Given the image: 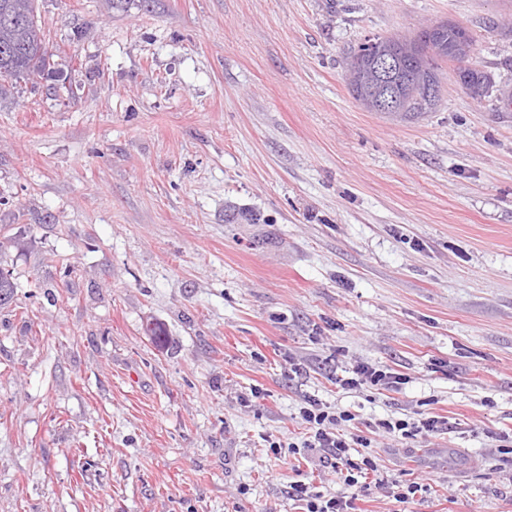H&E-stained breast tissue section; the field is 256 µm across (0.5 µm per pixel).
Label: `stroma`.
Returning a JSON list of instances; mask_svg holds the SVG:
<instances>
[{"label": "stroma", "mask_w": 512, "mask_h": 512, "mask_svg": "<svg viewBox=\"0 0 512 512\" xmlns=\"http://www.w3.org/2000/svg\"><path fill=\"white\" fill-rule=\"evenodd\" d=\"M36 6L62 76L0 97V512H300L297 476L342 488L267 452L306 396L447 417L376 442L407 512H512V0ZM444 19L495 91L447 64L436 111H364L351 48ZM360 362L409 382L336 388Z\"/></svg>", "instance_id": "1"}]
</instances>
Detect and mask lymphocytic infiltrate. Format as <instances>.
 I'll return each instance as SVG.
<instances>
[{
    "instance_id": "obj_1",
    "label": "lymphocytic infiltrate",
    "mask_w": 512,
    "mask_h": 512,
    "mask_svg": "<svg viewBox=\"0 0 512 512\" xmlns=\"http://www.w3.org/2000/svg\"><path fill=\"white\" fill-rule=\"evenodd\" d=\"M332 381L343 390L382 392L401 390L407 378L383 365L359 363L333 374ZM296 417L302 427L300 442L273 441L269 452L277 457L285 452L293 457L314 454L320 465L336 473L343 484L342 491L332 493L316 490L312 483L302 480L289 482L288 497L298 502L303 512H356L358 501L368 498L375 488L388 489L398 503L413 502L417 494L425 492V484L416 477L389 488L387 481L379 477L373 442L378 437L414 440L449 430L447 417L431 413L363 425L351 411L336 409L313 396L303 397Z\"/></svg>"
}]
</instances>
